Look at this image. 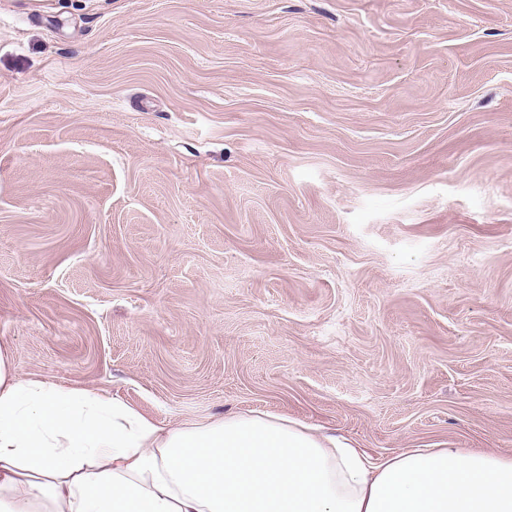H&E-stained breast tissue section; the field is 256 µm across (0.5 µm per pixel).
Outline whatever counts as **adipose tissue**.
Returning a JSON list of instances; mask_svg holds the SVG:
<instances>
[{"label": "adipose tissue", "mask_w": 512, "mask_h": 512, "mask_svg": "<svg viewBox=\"0 0 512 512\" xmlns=\"http://www.w3.org/2000/svg\"><path fill=\"white\" fill-rule=\"evenodd\" d=\"M0 512H512V458L373 459L274 414L165 425L24 377L0 345Z\"/></svg>", "instance_id": "ef3b65f1"}]
</instances>
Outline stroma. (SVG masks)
Here are the masks:
<instances>
[{
	"mask_svg": "<svg viewBox=\"0 0 512 512\" xmlns=\"http://www.w3.org/2000/svg\"><path fill=\"white\" fill-rule=\"evenodd\" d=\"M0 343L512 457V0H0Z\"/></svg>",
	"mask_w": 512,
	"mask_h": 512,
	"instance_id": "stroma-1",
	"label": "stroma"
}]
</instances>
